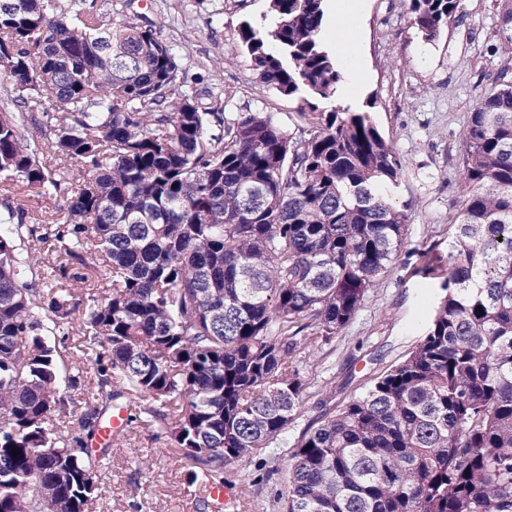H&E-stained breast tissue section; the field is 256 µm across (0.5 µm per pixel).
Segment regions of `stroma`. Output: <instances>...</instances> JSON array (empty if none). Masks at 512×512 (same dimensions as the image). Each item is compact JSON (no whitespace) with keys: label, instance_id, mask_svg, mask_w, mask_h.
Wrapping results in <instances>:
<instances>
[{"label":"stroma","instance_id":"stroma-1","mask_svg":"<svg viewBox=\"0 0 512 512\" xmlns=\"http://www.w3.org/2000/svg\"><path fill=\"white\" fill-rule=\"evenodd\" d=\"M499 0H459V19L435 39L414 27L402 0H352L344 39L352 57L337 56L339 73L349 61L361 70L344 103L370 109L402 166L386 196L406 210L404 243L391 271L366 294L357 314L333 341H302L296 365L305 383L300 412L277 447L227 465L224 482L237 489L236 512H282L283 468L290 450L322 414L361 396L374 377L398 363L419 341L424 319L448 277L450 221L460 205L461 134L480 92L508 60L490 52ZM86 7L119 21L148 18L179 56L181 73L199 104L223 96L227 116L269 112L287 130L307 127L309 105L261 82L241 49L243 20L271 26L268 0H84ZM73 288L75 308L65 337L57 339L60 371L79 376L66 387L64 414L54 422L76 433L95 380L94 355L86 347L83 314L103 269H88ZM189 467L165 433L128 424L112 444L99 473L101 495L90 512H213L205 491L189 484Z\"/></svg>","mask_w":512,"mask_h":512}]
</instances>
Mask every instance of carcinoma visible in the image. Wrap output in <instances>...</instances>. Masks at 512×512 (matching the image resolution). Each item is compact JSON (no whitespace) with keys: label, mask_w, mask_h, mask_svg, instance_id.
I'll return each instance as SVG.
<instances>
[{"label":"carcinoma","mask_w":512,"mask_h":512,"mask_svg":"<svg viewBox=\"0 0 512 512\" xmlns=\"http://www.w3.org/2000/svg\"><path fill=\"white\" fill-rule=\"evenodd\" d=\"M403 2L427 39L457 21L459 0ZM499 5L512 48V0ZM269 11L271 27L238 30L257 78L331 102L325 0ZM179 72L151 23L0 0V180L50 199L64 180L41 157L87 175L39 228L0 206V512H87L111 451L88 443L116 404L167 434L191 483H224V466L275 447L301 409L297 337L340 335L403 242L408 214L381 193L401 162L370 113L332 105L297 136L267 112L226 117L219 96L201 107ZM462 139L445 294L412 350L292 448L284 512H512L507 72ZM38 242L109 272L84 313L96 386L71 440L50 417L65 406L56 337L73 295L50 283Z\"/></svg>","instance_id":"carcinoma-1"}]
</instances>
